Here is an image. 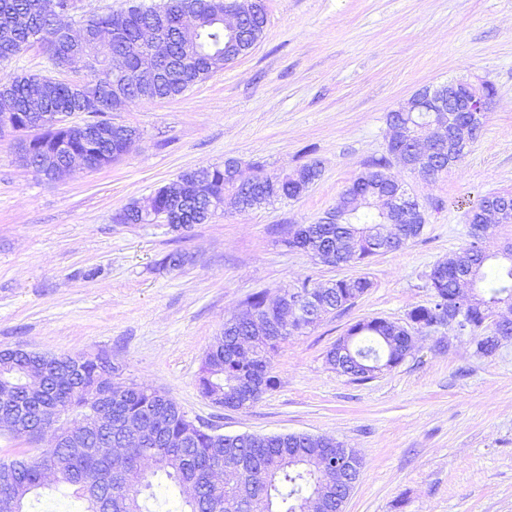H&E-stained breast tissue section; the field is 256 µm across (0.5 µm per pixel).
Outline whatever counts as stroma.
Returning a JSON list of instances; mask_svg holds the SVG:
<instances>
[{
	"label": "stroma",
	"instance_id": "stroma-1",
	"mask_svg": "<svg viewBox=\"0 0 512 512\" xmlns=\"http://www.w3.org/2000/svg\"><path fill=\"white\" fill-rule=\"evenodd\" d=\"M261 41L181 96L138 100L112 120L140 140L112 165L46 179L0 138V349L102 354L125 379L163 391L187 416L227 435L308 433L364 460L345 512H512V339L496 357L453 331L416 333L399 366L358 382L326 362L351 324L405 321L428 304L426 275L469 241L466 209L512 191V0H266ZM491 82L481 136L435 179L394 174L427 224L402 250L329 267L281 240L311 224L372 160L386 118L429 85ZM235 157L255 174H321L297 200L206 224H122L118 214L182 172ZM180 251L179 267L164 264ZM98 269L88 278L90 269ZM368 277L341 314L282 343L278 387L252 407L220 408L198 389L203 357L251 295L275 301L310 279Z\"/></svg>",
	"mask_w": 512,
	"mask_h": 512
}]
</instances>
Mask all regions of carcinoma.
I'll return each instance as SVG.
<instances>
[{
	"label": "carcinoma",
	"instance_id": "carcinoma-1",
	"mask_svg": "<svg viewBox=\"0 0 512 512\" xmlns=\"http://www.w3.org/2000/svg\"><path fill=\"white\" fill-rule=\"evenodd\" d=\"M0 0V57H16L34 45L49 53L68 57L72 54L95 56L98 43L92 39L73 41L69 33L73 0ZM244 37L233 42L216 16L224 12V0H161L158 4L135 3L124 12L91 15L86 18L89 33L122 30L118 44L107 40V57L91 70L86 93L102 89L101 114L124 110L135 100L173 99L183 94L181 87L160 76L149 82L150 91L142 89L139 71L144 29L155 27V38L164 42L172 70L186 69L188 80L197 84L224 69V57L235 56L241 49L256 45L262 38L267 21L264 0L249 4ZM81 107L78 90L65 78L57 80L42 74L3 73L0 75V115L9 112H75ZM431 118L428 112H391L387 123L405 128L397 143L387 147V155L370 162L345 192L361 195L365 208L356 211L345 207L343 198L314 224H293L283 230V242L302 251L322 250L336 255L343 265L360 266L380 254L396 252L423 235V224H394L384 234L389 222L380 190L392 167L394 155L414 154L420 127ZM31 164L52 178L61 158L43 152ZM319 162L312 160L293 175L284 174L270 193L254 182V202L238 208L245 213L255 204L278 199H298L319 175ZM202 188L200 223L205 224L208 199L229 198L237 205L240 183L225 176L222 166H205L192 173ZM496 225L484 224L470 230V242L445 264L435 265L427 275L432 299L427 306L412 308L406 323L382 318L361 319L352 324L345 336L326 351V361L337 372L355 380L372 375L371 368L389 370L400 365L411 349L406 331L422 328L433 319L435 309L453 302L460 288L459 275L466 268L472 272L475 304L457 327L460 335H470L475 353L480 357L496 355L502 342L512 339V327L506 328L495 318L502 303L512 304V252L492 251L488 240ZM371 288L365 276L338 278L327 285L306 279L294 288L310 292L319 300L315 319L295 327L293 334L302 336L327 315L344 312ZM246 316L224 322L203 360L199 389L203 397L224 398L228 409H246L257 403L262 394L251 392L260 382L265 391L277 388L272 375V360L287 337L275 335L274 326L282 308L269 306L263 293L245 302ZM57 366L71 370L73 379L49 388L46 405L56 408L66 422L84 416L91 418L106 408L88 396L91 388L112 390V424L124 422L134 426L152 421L157 437L142 444L130 456L101 457L96 452L98 433L87 429L83 452L74 455L69 448L35 458L18 450L0 457V512H29L41 502L40 490L52 487L64 497L81 503L83 512H98L107 492L105 482H112V512H155L161 507L153 478L162 475L167 487L178 491L180 512H305L308 501L319 497L325 486L327 449L336 447L329 438L304 439L287 434L257 436L226 435L218 438L207 428L190 420L186 413L164 393L126 383L118 376H108L101 359L86 355H53L38 360L20 347L5 348L0 353V424H10L9 406L19 400L30 374L38 369L50 371ZM54 478L44 480V468L56 459ZM218 467L223 481L208 486L209 470Z\"/></svg>",
	"mask_w": 512,
	"mask_h": 512
}]
</instances>
